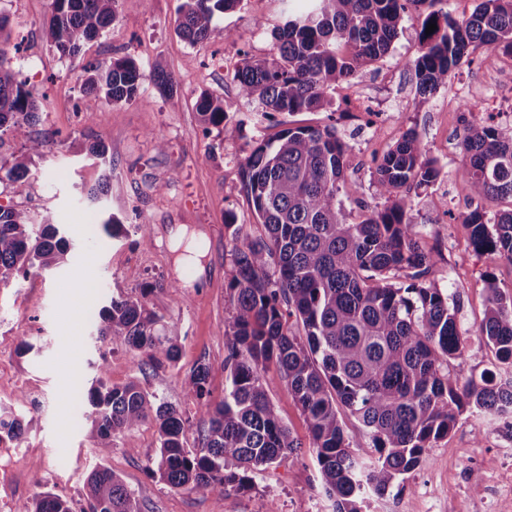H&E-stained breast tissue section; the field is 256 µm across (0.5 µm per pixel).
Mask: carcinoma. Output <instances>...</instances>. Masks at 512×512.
Listing matches in <instances>:
<instances>
[{"instance_id":"1","label":"carcinoma","mask_w":512,"mask_h":512,"mask_svg":"<svg viewBox=\"0 0 512 512\" xmlns=\"http://www.w3.org/2000/svg\"><path fill=\"white\" fill-rule=\"evenodd\" d=\"M242 0H184L176 34L191 45L219 34L217 13ZM274 33L277 52L261 60L244 59L234 75L241 97L257 100L263 115L320 112L332 105L336 84L355 77L382 59L399 35L409 5L434 0H301ZM119 0H51L42 27L43 41L60 55L76 58L117 18ZM437 29L426 34L430 23ZM9 16L0 12V135L27 138L19 153L0 156V186L26 180L47 137L27 129L40 121L34 93L8 67ZM421 54L413 61L417 93L429 96L448 83V74L480 49L512 57V0H479L467 18L431 10L422 22ZM86 111L103 104L139 101L142 73L122 57L83 66ZM157 86L172 88V75L152 66ZM203 123L233 137L220 100L203 92L196 103ZM463 150L468 157L466 189L477 203L512 198V126L468 122ZM346 145L336 127H288L262 140L247 157L244 190L264 234L240 236L232 230L231 310L225 324L224 398L211 399V366L198 364L184 380L186 395L197 401L208 427L201 448L184 444L185 411L148 394L140 383L115 386L100 370L87 389V420L106 458L112 439L151 419L159 455L152 476L172 489L191 487L221 494L252 488V473L294 454L302 443L290 435L263 384L275 369L305 415L311 447L326 494L335 512H362L365 494H385L412 473L426 448L448 435L469 406L512 417V382L458 387L451 361L468 339L458 310L438 281L429 278L434 256L417 241L401 192L427 187L440 169L426 156L418 133L407 130L375 168L381 209L364 206L362 219L349 223L341 198L356 193L345 178ZM464 223L475 251L512 260V210L487 225L475 207ZM69 239L46 210L40 220L28 211L0 204V282L53 270L67 263ZM489 307L473 335L512 368V296L493 276L485 279ZM151 288L140 296L110 297L98 312L97 338L122 340L138 368L177 361L178 325L161 324L148 307ZM302 325L292 330L289 320ZM18 400L0 405V437L24 448L27 426ZM361 425L375 456L355 457L340 409ZM88 512H143L134 493L112 470L99 465L85 489ZM17 512H76L74 503L39 489Z\"/></svg>"}]
</instances>
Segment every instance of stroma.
Returning <instances> with one entry per match:
<instances>
[{"instance_id": "35a3bbf8", "label": "stroma", "mask_w": 512, "mask_h": 512, "mask_svg": "<svg viewBox=\"0 0 512 512\" xmlns=\"http://www.w3.org/2000/svg\"><path fill=\"white\" fill-rule=\"evenodd\" d=\"M51 0H0V11L13 27L11 66L37 100L41 121L36 132L50 137L32 173L20 186L0 190V204L38 215L55 214L74 245L62 268L38 277L0 284V340L11 348L10 366L39 396L26 408L29 446L17 456L0 496L15 503L29 500L45 487L72 501L84 512V485L90 472L106 463L132 490L148 512H334L323 489L310 448L308 423L288 398L276 369L264 375L266 390L282 422L303 447L260 467L247 492L222 495L205 489H172L153 478L149 468L158 454V434L145 422L114 439L106 460H99L96 436L84 420L86 403L70 399L76 383H90L97 365L108 381L141 384L149 393L186 410L191 417L185 445H202L205 421L183 391V381L197 363L211 365L213 399L224 395L225 321L230 312L232 238L225 228L234 214L242 234L257 237L258 223L242 185V166L256 141L277 134L289 124H332L346 145L345 175L357 188L344 207L359 216L361 204L379 205L373 179L375 166L407 129H415L428 157L440 168L435 184L407 192L408 215L421 247L436 263L431 276L455 299L461 328L474 329L488 307L482 276L491 273L504 293L512 292V262L476 254L463 217L476 206L464 189L466 158L461 148L464 110L478 121L494 113H512V57L480 50L446 86L420 98L412 67L421 45L424 17L409 7L388 56L337 83L331 96L334 111L262 117L258 103L241 98L227 66L244 59L271 57V32L283 24L297 0H242L220 16L224 35L196 46L175 33L182 0H121L117 20L87 43L80 58L51 50L42 39V23ZM118 57L141 67V101L106 106L91 114L81 91L82 65ZM162 63L175 78L173 96L161 95L151 67ZM222 100L238 124L235 138L201 122L196 101L201 92ZM162 136L165 149L154 138ZM100 141L112 157L110 191L91 203L86 191L103 168L88 153ZM148 218L149 246L136 245L135 212ZM121 217L129 234L108 237L101 224L86 216ZM203 234L206 252L198 265L178 262L173 237L177 229ZM153 284L148 305L164 322L181 329L175 364L140 372L121 341L97 343L93 326L79 322L85 306L100 308L110 297L139 296ZM460 380H480L483 373L505 380L494 352L478 340L466 343L452 364ZM363 512H512V429L501 417L476 409L464 412L447 436L433 441L420 466L396 482L385 495H368Z\"/></svg>"}]
</instances>
